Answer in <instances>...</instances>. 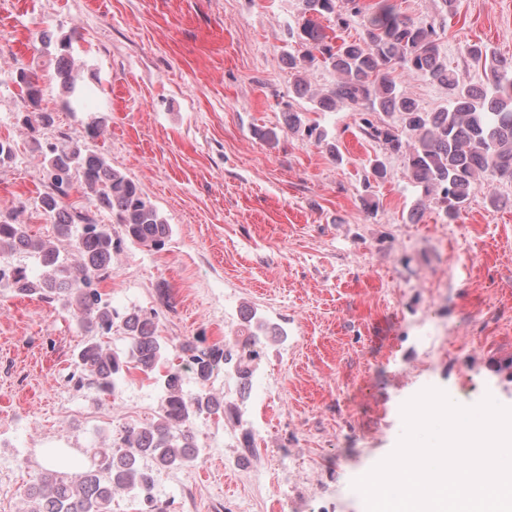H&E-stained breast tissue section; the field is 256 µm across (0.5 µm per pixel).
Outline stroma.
I'll return each instance as SVG.
<instances>
[{"mask_svg":"<svg viewBox=\"0 0 512 512\" xmlns=\"http://www.w3.org/2000/svg\"><path fill=\"white\" fill-rule=\"evenodd\" d=\"M403 15L437 18L448 67L486 83L465 53L481 44L512 58V0H390ZM298 0H13L0 7V138L19 156L0 168V212L47 186L40 145L83 134L105 119L95 144L136 180L171 224L163 250L123 245L103 291L117 308L156 304L167 283L174 309L160 316L169 345L192 337L239 348L255 312L276 334L254 363L247 399L224 397L212 431L230 435L163 486L168 512H366L354 479L385 459L403 431V404L425 388L461 406L485 396L512 407V185L477 183L460 223L418 199L404 160L366 138L364 115L315 111L292 98L283 62ZM78 30L71 53L93 100L69 110L52 78L43 31ZM35 68L52 128L31 132L11 73ZM335 139L288 130L287 109ZM384 160L385 180L369 181ZM498 206H490V196ZM452 277L447 297L426 278ZM467 328L475 344L427 358L433 326ZM80 333L67 314L35 299L0 297V434L29 448L30 470L0 479V512H23L20 489L52 455L86 461L112 443V428L151 422L154 380L128 374L117 396L56 410ZM141 389L132 402L129 387ZM265 445L244 453L249 426Z\"/></svg>","mask_w":512,"mask_h":512,"instance_id":"35a3bbf8","label":"stroma"}]
</instances>
